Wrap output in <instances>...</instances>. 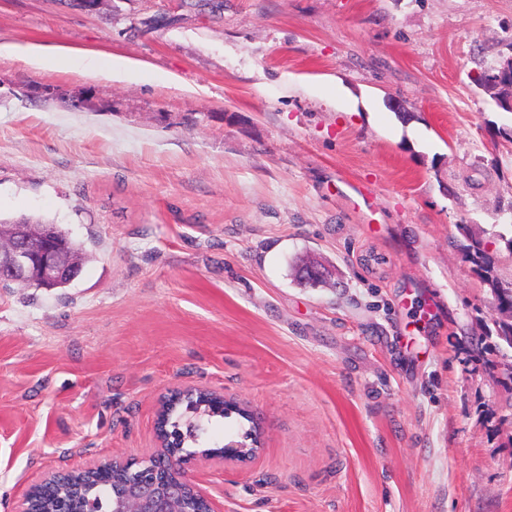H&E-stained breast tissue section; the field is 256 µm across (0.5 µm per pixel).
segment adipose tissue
Returning a JSON list of instances; mask_svg holds the SVG:
<instances>
[{"mask_svg":"<svg viewBox=\"0 0 512 512\" xmlns=\"http://www.w3.org/2000/svg\"><path fill=\"white\" fill-rule=\"evenodd\" d=\"M17 52L23 54L27 65L40 71H51L64 66L112 82L137 83L143 78V72L136 63L120 56L96 57L83 53L47 51L39 47L21 51L16 45L0 44V55Z\"/></svg>","mask_w":512,"mask_h":512,"instance_id":"ef3b65f1","label":"adipose tissue"}]
</instances>
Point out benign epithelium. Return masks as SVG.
<instances>
[{
	"instance_id": "obj_1",
	"label": "benign epithelium",
	"mask_w": 512,
	"mask_h": 512,
	"mask_svg": "<svg viewBox=\"0 0 512 512\" xmlns=\"http://www.w3.org/2000/svg\"><path fill=\"white\" fill-rule=\"evenodd\" d=\"M77 269L75 255L55 229L19 224L5 232L0 227V288L18 284L50 289L63 278L76 277ZM158 447L146 460L110 458L85 468L87 472L126 468L122 482L113 489L111 512H215L186 464L215 458L247 462L257 456L261 443L250 448L230 440L224 452L204 455L184 449L168 451L160 436ZM73 475L72 471L53 472L41 486L54 489L67 484Z\"/></svg>"
}]
</instances>
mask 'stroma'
Returning a JSON list of instances; mask_svg holds the SVG:
<instances>
[{"mask_svg":"<svg viewBox=\"0 0 512 512\" xmlns=\"http://www.w3.org/2000/svg\"><path fill=\"white\" fill-rule=\"evenodd\" d=\"M0 41L114 55L138 83L0 56V220L83 246L0 288V512L56 471L157 450L159 401L251 409L218 512H512V0H0ZM314 258L328 283H300ZM464 242L461 243V249L465 254L467 260L475 267L480 268L485 272V280L494 289L495 296V311L501 317L495 320L498 326V339L499 343L489 346H482L480 354L488 353L489 355L495 352H500L504 349L512 351V283L508 286L500 285L495 277L491 276V268L487 262V255L483 244V239L472 233L468 229H463Z\"/></svg>","mask_w":512,"mask_h":512,"instance_id":"obj_1","label":"stroma"}]
</instances>
